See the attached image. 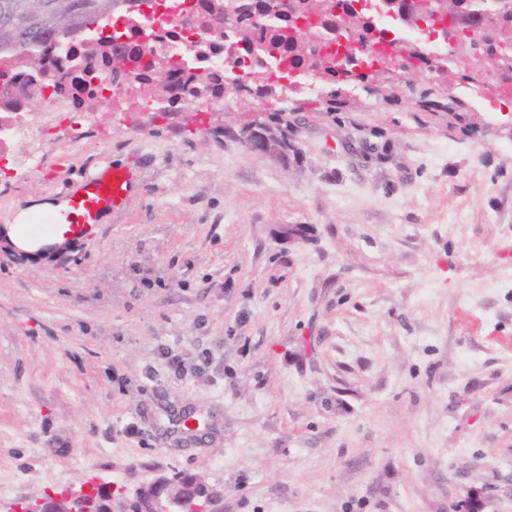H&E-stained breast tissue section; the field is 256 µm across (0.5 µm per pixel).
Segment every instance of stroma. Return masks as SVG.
Wrapping results in <instances>:
<instances>
[{
	"instance_id": "obj_1",
	"label": "stroma",
	"mask_w": 512,
	"mask_h": 512,
	"mask_svg": "<svg viewBox=\"0 0 512 512\" xmlns=\"http://www.w3.org/2000/svg\"><path fill=\"white\" fill-rule=\"evenodd\" d=\"M411 83L104 117L0 182L50 239L33 203L136 179L66 255L0 251V512L176 471L219 512H512V99ZM258 121L300 156L247 152Z\"/></svg>"
}]
</instances>
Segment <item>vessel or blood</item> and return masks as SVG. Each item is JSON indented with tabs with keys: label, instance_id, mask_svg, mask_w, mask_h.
<instances>
[{
	"label": "vessel or blood",
	"instance_id": "b4317fda",
	"mask_svg": "<svg viewBox=\"0 0 512 512\" xmlns=\"http://www.w3.org/2000/svg\"><path fill=\"white\" fill-rule=\"evenodd\" d=\"M134 175L125 166L109 165L87 177L83 186L66 193L63 207L55 212L50 222L55 229L77 235L86 226L99 223L102 213L109 208H121L128 200Z\"/></svg>",
	"mask_w": 512,
	"mask_h": 512
}]
</instances>
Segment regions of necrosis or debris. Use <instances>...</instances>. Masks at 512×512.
Listing matches in <instances>:
<instances>
[{
	"label": "necrosis or debris",
	"instance_id": "necrosis-or-debris-1",
	"mask_svg": "<svg viewBox=\"0 0 512 512\" xmlns=\"http://www.w3.org/2000/svg\"><path fill=\"white\" fill-rule=\"evenodd\" d=\"M243 0H137L88 26L82 36L58 34L17 52L0 51V154L22 144L17 167L41 161L59 132L94 124L101 106L148 112L157 119L186 109L224 111L227 101L287 98L289 89L317 91L324 71L287 72L276 58L244 52L239 39L268 38L278 18L241 12L218 24ZM238 87L224 88L227 77ZM44 102L32 121L33 100Z\"/></svg>",
	"mask_w": 512,
	"mask_h": 512
}]
</instances>
